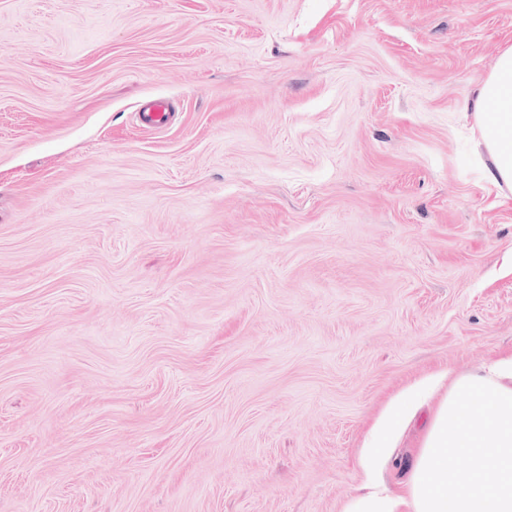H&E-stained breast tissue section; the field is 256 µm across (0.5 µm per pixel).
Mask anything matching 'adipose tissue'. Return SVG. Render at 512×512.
I'll return each mask as SVG.
<instances>
[{
	"mask_svg": "<svg viewBox=\"0 0 512 512\" xmlns=\"http://www.w3.org/2000/svg\"><path fill=\"white\" fill-rule=\"evenodd\" d=\"M474 112L486 179L512 190V47L493 63ZM429 394L415 387L376 425L369 446L374 453L390 438L415 404ZM462 453L466 466L454 469L448 455ZM494 483H486L488 471ZM347 512H512V355L456 383L440 404L405 482V494L390 496L367 484Z\"/></svg>",
	"mask_w": 512,
	"mask_h": 512,
	"instance_id": "obj_1",
	"label": "adipose tissue"
}]
</instances>
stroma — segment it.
Masks as SVG:
<instances>
[{
  "mask_svg": "<svg viewBox=\"0 0 512 512\" xmlns=\"http://www.w3.org/2000/svg\"><path fill=\"white\" fill-rule=\"evenodd\" d=\"M510 47L512 0H0V512L400 495L512 353L471 115ZM169 118V105L164 99L154 101L138 114L139 121L146 127H161ZM429 394L426 386L415 387L411 394L398 406L391 409L376 425L368 448H372L374 454L381 453L388 448L390 438L403 418L412 412L414 405L425 399Z\"/></svg>",
  "mask_w": 512,
  "mask_h": 512,
  "instance_id": "1",
  "label": "stroma"
}]
</instances>
